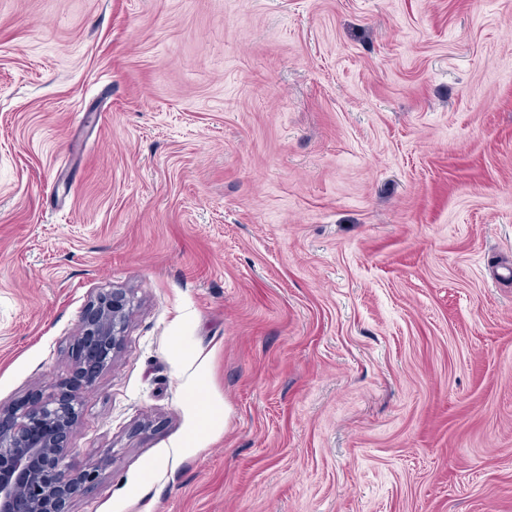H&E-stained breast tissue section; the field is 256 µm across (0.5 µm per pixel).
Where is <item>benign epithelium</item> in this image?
I'll return each instance as SVG.
<instances>
[{"label": "benign epithelium", "mask_w": 512, "mask_h": 512, "mask_svg": "<svg viewBox=\"0 0 512 512\" xmlns=\"http://www.w3.org/2000/svg\"><path fill=\"white\" fill-rule=\"evenodd\" d=\"M132 300L127 292H102L81 321V356L75 368L84 388L92 387L120 348ZM79 394L63 387L28 406L0 407V512H71V504L112 464L105 450L95 466L77 471L67 461V443L78 417ZM42 459L39 470L30 468Z\"/></svg>", "instance_id": "7a95c632"}]
</instances>
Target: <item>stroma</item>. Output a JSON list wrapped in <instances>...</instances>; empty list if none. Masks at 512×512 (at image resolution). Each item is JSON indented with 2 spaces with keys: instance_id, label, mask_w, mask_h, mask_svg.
<instances>
[{
  "instance_id": "obj_1",
  "label": "stroma",
  "mask_w": 512,
  "mask_h": 512,
  "mask_svg": "<svg viewBox=\"0 0 512 512\" xmlns=\"http://www.w3.org/2000/svg\"><path fill=\"white\" fill-rule=\"evenodd\" d=\"M112 289L71 512H512V0H0V404ZM198 416L188 438L179 448H196L210 433L218 428H222L227 417L226 407L222 402L209 403L206 410L198 414Z\"/></svg>"
}]
</instances>
